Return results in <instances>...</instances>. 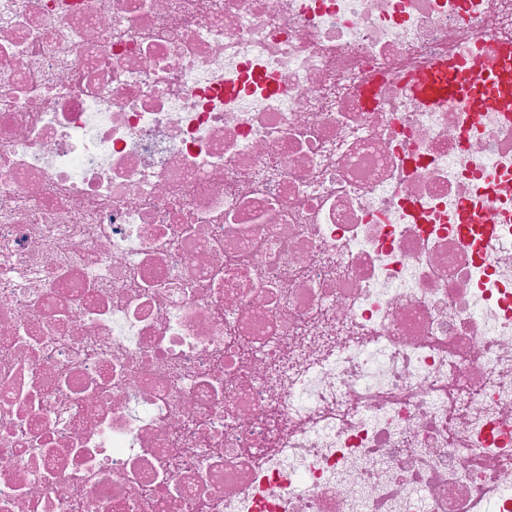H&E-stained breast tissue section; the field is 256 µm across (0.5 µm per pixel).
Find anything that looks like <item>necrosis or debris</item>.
Wrapping results in <instances>:
<instances>
[{
  "instance_id": "obj_1",
  "label": "necrosis or debris",
  "mask_w": 512,
  "mask_h": 512,
  "mask_svg": "<svg viewBox=\"0 0 512 512\" xmlns=\"http://www.w3.org/2000/svg\"><path fill=\"white\" fill-rule=\"evenodd\" d=\"M512 0H0V512H512ZM484 70L488 73L498 74L501 73V63L497 62L495 65H488L484 60H474L463 66L462 71L458 73L454 80L448 81L445 75L436 76L425 88L427 95L440 99L449 96L457 86L465 84V76L472 70Z\"/></svg>"
}]
</instances>
